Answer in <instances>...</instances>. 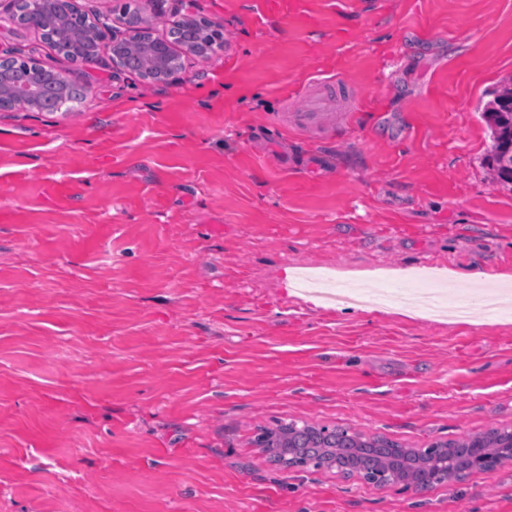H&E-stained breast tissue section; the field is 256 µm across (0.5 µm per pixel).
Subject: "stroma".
<instances>
[{
  "mask_svg": "<svg viewBox=\"0 0 512 512\" xmlns=\"http://www.w3.org/2000/svg\"><path fill=\"white\" fill-rule=\"evenodd\" d=\"M76 3L224 46L154 82L63 58L0 0V53L85 94L0 111V512H512V462L418 493L251 443L290 419L412 448L512 426V306L425 310L512 275L476 111L512 74V0ZM318 74L347 127L284 123Z\"/></svg>",
  "mask_w": 512,
  "mask_h": 512,
  "instance_id": "35a3bbf8",
  "label": "stroma"
}]
</instances>
